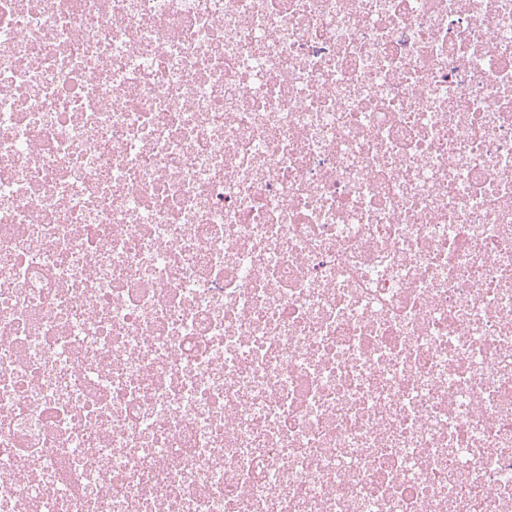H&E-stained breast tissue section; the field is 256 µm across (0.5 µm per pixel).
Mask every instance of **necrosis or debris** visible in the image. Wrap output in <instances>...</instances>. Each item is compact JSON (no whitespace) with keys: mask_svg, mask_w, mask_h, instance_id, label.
I'll return each mask as SVG.
<instances>
[{"mask_svg":"<svg viewBox=\"0 0 512 512\" xmlns=\"http://www.w3.org/2000/svg\"><path fill=\"white\" fill-rule=\"evenodd\" d=\"M0 512H512V0H0Z\"/></svg>","mask_w":512,"mask_h":512,"instance_id":"necrosis-or-debris-1","label":"necrosis or debris"}]
</instances>
